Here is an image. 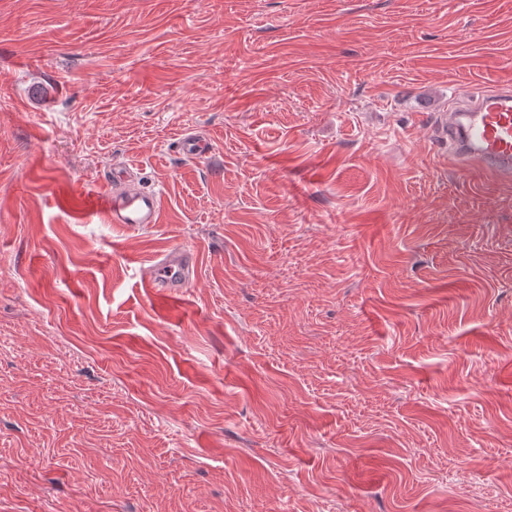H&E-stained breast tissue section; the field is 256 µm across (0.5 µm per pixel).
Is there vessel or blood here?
<instances>
[{
	"mask_svg": "<svg viewBox=\"0 0 512 512\" xmlns=\"http://www.w3.org/2000/svg\"><path fill=\"white\" fill-rule=\"evenodd\" d=\"M438 129L448 143L449 155L458 163H474L503 180H512L511 91H466L447 113L441 114ZM178 146L186 157L195 160L208 158L212 153L210 140L194 134L181 135ZM130 172L126 164L114 165L104 194L79 198L82 213L105 215L109 223L130 231L159 223V192L129 188ZM196 273L194 253L178 248L153 259L144 271V280L147 287L170 293L193 281Z\"/></svg>",
	"mask_w": 512,
	"mask_h": 512,
	"instance_id": "obj_1",
	"label": "vessel or blood"
}]
</instances>
